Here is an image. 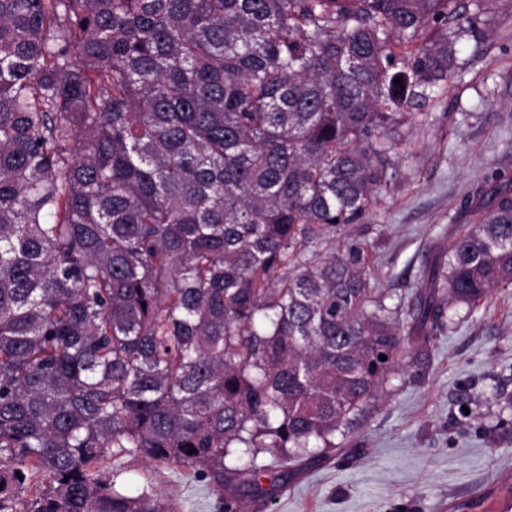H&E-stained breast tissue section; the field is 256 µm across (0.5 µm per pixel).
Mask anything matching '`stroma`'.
I'll use <instances>...</instances> for the list:
<instances>
[{
  "instance_id": "1",
  "label": "stroma",
  "mask_w": 512,
  "mask_h": 512,
  "mask_svg": "<svg viewBox=\"0 0 512 512\" xmlns=\"http://www.w3.org/2000/svg\"><path fill=\"white\" fill-rule=\"evenodd\" d=\"M481 55L470 63L472 52ZM447 91L403 128L395 180L363 223L370 270L394 298L409 299L448 225L465 221V192L512 175V0H495L480 42L462 41ZM182 512H217L206 481L143 460L126 465ZM512 494V288L460 313L438 337L426 369L409 367L322 462L248 512H500Z\"/></svg>"
}]
</instances>
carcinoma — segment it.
<instances>
[{
  "label": "carcinoma",
  "mask_w": 512,
  "mask_h": 512,
  "mask_svg": "<svg viewBox=\"0 0 512 512\" xmlns=\"http://www.w3.org/2000/svg\"><path fill=\"white\" fill-rule=\"evenodd\" d=\"M488 14L0 0V512H179L118 483L127 457L246 512L335 452L460 307L512 288L511 175L465 193L474 223L430 247L407 303L336 238L448 86V26L477 42Z\"/></svg>",
  "instance_id": "obj_1"
}]
</instances>
